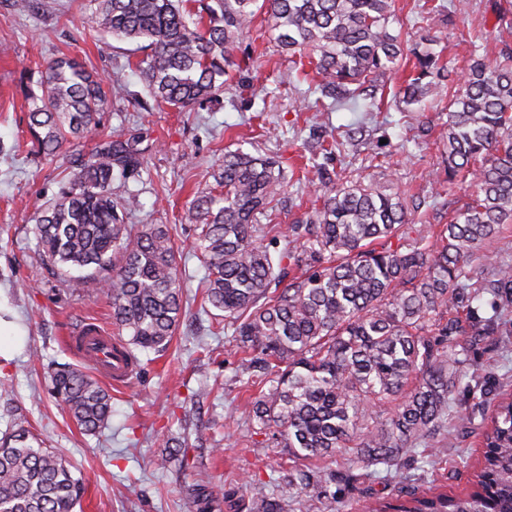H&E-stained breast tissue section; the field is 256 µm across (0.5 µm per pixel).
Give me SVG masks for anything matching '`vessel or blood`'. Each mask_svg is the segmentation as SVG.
<instances>
[{"mask_svg": "<svg viewBox=\"0 0 512 512\" xmlns=\"http://www.w3.org/2000/svg\"><path fill=\"white\" fill-rule=\"evenodd\" d=\"M64 341L96 375L114 384L127 383L137 370L119 337L113 336L99 321H86L69 332Z\"/></svg>", "mask_w": 512, "mask_h": 512, "instance_id": "b4317fda", "label": "vessel or blood"}]
</instances>
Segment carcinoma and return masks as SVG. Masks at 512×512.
<instances>
[{"mask_svg":"<svg viewBox=\"0 0 512 512\" xmlns=\"http://www.w3.org/2000/svg\"><path fill=\"white\" fill-rule=\"evenodd\" d=\"M94 2L92 22L118 40L141 42V81L155 101L180 112L220 98L259 10L282 51L315 60L325 97L365 96L377 108L378 79L410 56L403 103L448 91V180L467 173L474 195L446 224L425 232L415 224L419 197L338 187L327 176L320 200L275 254L257 243L266 228L257 217L273 209L285 170L275 158L241 150L224 154L222 191H198L186 214L208 271L205 302L222 312L246 388L255 390L249 417L276 427L273 440L290 457L327 459L349 448L356 465L388 470L419 449L440 458L435 439L467 375L470 346L499 335V324L480 316L481 301L512 307V264L476 255L512 224V51L491 65L474 47L457 88L435 37L409 50L403 32L391 28L394 0ZM39 87L29 95L27 122L37 153L51 159L97 138L36 219L41 259L66 287L106 295L112 325L131 350L162 352L182 313L178 248L167 224L123 222L135 196H112L114 180L140 172L145 137L114 139L100 129L112 97L129 91L68 55L46 65ZM51 394L84 432L109 425L111 397L92 376L56 368ZM377 404L389 406L386 415H373ZM484 444L470 491H400L365 512H512L511 397L498 402ZM275 482L276 493L257 491L253 512H291L315 486L336 499L333 473L291 466ZM84 492L66 459L29 430L0 435V512H75Z\"/></svg>","mask_w":512,"mask_h":512,"instance_id":"carcinoma-1","label":"carcinoma"}]
</instances>
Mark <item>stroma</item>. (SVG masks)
<instances>
[{"label":"stroma","mask_w":512,"mask_h":512,"mask_svg":"<svg viewBox=\"0 0 512 512\" xmlns=\"http://www.w3.org/2000/svg\"><path fill=\"white\" fill-rule=\"evenodd\" d=\"M448 16H433L445 47L444 61L462 83L472 45L485 46L496 60L512 46V12L496 19L495 0H470ZM93 0H39V12L21 15L0 0V434L22 423L58 449L81 477L86 493L76 512H251L255 491L288 464L285 448L274 446L248 417V394L238 380L236 347L212 313L203 312L206 270L193 249L194 231L183 213L193 193L215 184L224 153L240 149L281 156L291 174L274 209L279 239L262 235L270 250L286 245L285 234L321 192L317 169L341 183H362L436 199L434 224L447 223L469 202L464 180L443 171L448 100L426 99L407 107L398 92L407 68L379 80L387 103L319 112L307 105L308 85L289 77L287 54L277 47L262 20L245 43L249 70L234 73L218 102L180 112L157 106L134 69V43L98 31ZM75 57L107 82H122L130 95L113 100L101 128L115 134L146 133L149 162L138 176L115 181L117 196H136L139 207L128 224H169L186 274L183 316L160 356L141 353L138 371L125 385L110 387L112 421L97 434L80 430L50 394L49 364H74L66 334L95 318L111 324L106 298L89 290L71 294L56 269L44 265L35 218L55 196L61 176L75 169L76 151H90L94 138L64 150L51 161L35 152L24 122L29 71L58 54ZM507 333L472 349L471 375L457 389V402L476 414L462 430L449 422L440 463L400 471L363 468L339 457L321 461L324 471L342 473L339 500L319 490L303 497L306 512H363L366 501L388 496L396 485L438 488L451 494L470 489L484 451L483 433L492 406L481 386L496 382L512 394V311L482 306Z\"/></svg>","instance_id":"stroma-1"}]
</instances>
